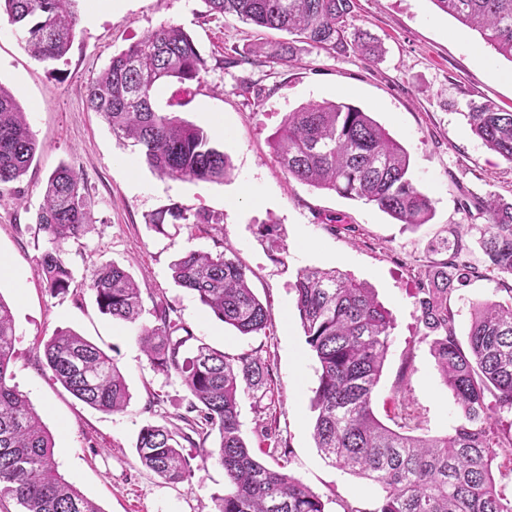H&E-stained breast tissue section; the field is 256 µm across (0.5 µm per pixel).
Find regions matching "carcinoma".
Wrapping results in <instances>:
<instances>
[{"instance_id":"carcinoma-1","label":"carcinoma","mask_w":512,"mask_h":512,"mask_svg":"<svg viewBox=\"0 0 512 512\" xmlns=\"http://www.w3.org/2000/svg\"><path fill=\"white\" fill-rule=\"evenodd\" d=\"M73 0H0V12L23 30L25 48L38 61L67 55L78 25ZM212 15L231 14L258 27L288 33L268 57L284 60L296 45L329 54L351 48L367 59L378 46L366 34L348 39L353 0H203ZM442 12L478 31L485 43L512 61V0H432ZM206 61L190 35L163 25L112 55L107 67L86 85V103L100 113L112 134L129 140L156 174L173 180L220 182L232 166L207 132L172 112L161 111L155 91L166 82H198ZM472 133L512 163V112L495 104L470 105ZM272 147L288 176L317 189L377 206L399 222L427 223L432 199L409 177L410 158L365 110L343 102H310L287 113ZM38 152L36 139L12 91L0 84V187L18 182ZM491 222L480 228L487 268L512 277V202L486 205ZM185 224H222L224 218L191 206H175L154 216L164 231L166 217ZM36 223L52 241L76 238L93 223L80 177L60 166L47 178ZM433 251L447 258L429 266L414 294L420 311L421 340L429 342L435 367L457 406L456 423L444 435L408 434L409 416L394 427L373 409L392 339L391 313L367 283L338 269L305 268L293 291L306 343L319 365L313 398L317 411L316 447L337 468L380 488L373 508L348 503L343 512H512V498L496 489L499 460L511 464L512 427H500V414H512V287L508 299L471 304L467 346L454 331L452 294L478 268L467 258L460 237L443 239ZM38 275L52 294L69 290L72 272L48 251ZM173 281L193 291L202 304L242 335L266 332V310L248 283L232 246L215 254L188 251L171 264ZM91 290L100 311L138 326L137 340L157 371L178 374L191 395L180 415L198 435L219 436L216 451L205 452L224 468V495L216 512H326L322 498L299 478L259 462L241 432V395L273 393L265 361L254 351L229 356L205 344L193 356L180 349L191 336L171 317L162 296L154 302L150 324L140 288L115 264L98 269ZM183 331L186 336H178ZM16 332L8 304L0 298V506L12 501L20 512H101L68 483L54 459V439L28 398L10 384L9 365ZM46 366L76 399L105 412L119 413L130 398L115 360L77 332L58 330L43 347ZM194 440L175 426L148 424L138 435L136 453L144 467L170 483L190 482L194 469L182 442Z\"/></svg>"}]
</instances>
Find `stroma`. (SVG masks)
Returning a JSON list of instances; mask_svg holds the SVG:
<instances>
[{
	"label": "stroma",
	"instance_id": "stroma-1",
	"mask_svg": "<svg viewBox=\"0 0 512 512\" xmlns=\"http://www.w3.org/2000/svg\"><path fill=\"white\" fill-rule=\"evenodd\" d=\"M77 12L72 46L55 62L31 58L22 32L0 16V84L15 94L40 147L26 175L0 192V258L12 267L0 275V298L12 309L18 336L13 382L52 433L60 474L101 512H215V498L224 492L222 466L203 457L217 449V436L199 447L185 446V454L194 458L191 482L169 483L139 462L135 447L141 428L176 423L191 396L176 374L153 370L129 324L99 311L92 276L115 264L139 285L144 322L153 320L154 299L166 296L174 319L193 334L184 354L202 343L230 355L260 351L276 405L266 413L246 396L239 407L242 436L260 462L273 463L262 436L272 416L286 471L320 494L327 512H343L347 501L372 506L379 488L332 466L316 447L312 398L319 364L306 342L291 286L298 271L310 267L337 268L375 288L394 318L393 343L374 392L377 416L395 417L406 401L416 414V434L450 430L454 397L435 369L429 345L420 340L414 292L434 257L433 245L451 233L471 245L470 262L482 266L477 228L488 215L477 204L496 197L512 201V163L475 137L466 118L470 103L487 100L512 112V61L432 0H355L352 27L369 31L383 49L373 61L351 49L333 55L301 45L284 61L261 54L243 64L229 63L230 49L243 53L287 35L259 32L233 16L208 15L203 0H101L97 5L78 0ZM167 24L192 36L208 70L199 83L161 85L156 103L211 131L232 164L224 181L158 176L86 105L88 80L112 55ZM323 100L371 112L401 142L410 156L413 184L433 201L428 223L403 224L375 205L288 177L272 140L286 113ZM61 165L81 176L94 221L81 236L55 243L40 230L36 213L48 176ZM467 198L475 206L466 211L461 204ZM175 205L219 212L224 221L156 229L151 216ZM272 223L278 236L269 240L261 230ZM228 244L268 311L265 333L239 334L171 277V264L182 253H216ZM52 249L73 273L65 294H50L37 276L44 252ZM511 286V278L488 272L454 294L460 341L468 339L471 303L504 300ZM59 329L78 332L115 359L130 393L124 411L90 408L53 378L43 345Z\"/></svg>",
	"mask_w": 512,
	"mask_h": 512
}]
</instances>
